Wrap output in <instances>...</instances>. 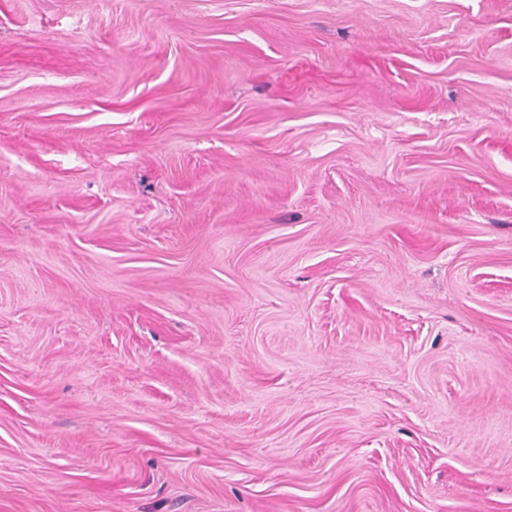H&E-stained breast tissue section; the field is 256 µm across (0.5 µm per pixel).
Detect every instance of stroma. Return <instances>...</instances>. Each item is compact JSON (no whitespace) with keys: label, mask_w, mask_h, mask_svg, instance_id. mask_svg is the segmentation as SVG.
Returning a JSON list of instances; mask_svg holds the SVG:
<instances>
[{"label":"stroma","mask_w":512,"mask_h":512,"mask_svg":"<svg viewBox=\"0 0 512 512\" xmlns=\"http://www.w3.org/2000/svg\"><path fill=\"white\" fill-rule=\"evenodd\" d=\"M0 512H512V0H0Z\"/></svg>","instance_id":"stroma-1"}]
</instances>
